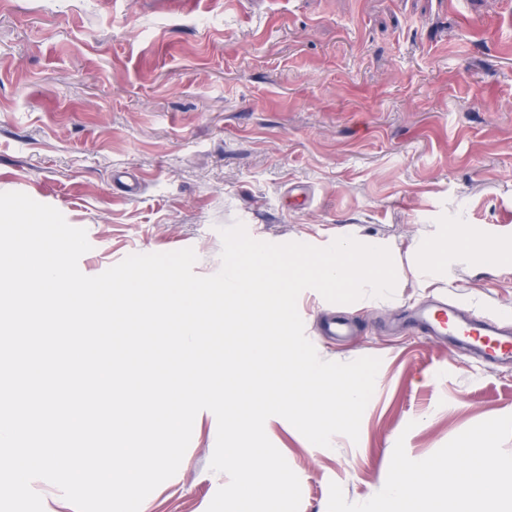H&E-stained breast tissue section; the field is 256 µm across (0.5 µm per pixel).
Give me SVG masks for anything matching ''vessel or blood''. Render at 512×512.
<instances>
[{
	"label": "vessel or blood",
	"instance_id": "obj_1",
	"mask_svg": "<svg viewBox=\"0 0 512 512\" xmlns=\"http://www.w3.org/2000/svg\"><path fill=\"white\" fill-rule=\"evenodd\" d=\"M419 319L429 332L451 337L462 347L473 350L486 363L512 361V329L500 326L497 321L464 315L445 303L427 306Z\"/></svg>",
	"mask_w": 512,
	"mask_h": 512
}]
</instances>
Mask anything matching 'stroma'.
Segmentation results:
<instances>
[{
    "label": "stroma",
    "mask_w": 512,
    "mask_h": 512,
    "mask_svg": "<svg viewBox=\"0 0 512 512\" xmlns=\"http://www.w3.org/2000/svg\"><path fill=\"white\" fill-rule=\"evenodd\" d=\"M0 192L85 229L88 276L184 248L214 275L237 222L258 241L390 250L392 297H298L321 359L381 360L358 441L319 447L267 419L300 512H327L333 482L373 497L397 439L422 460L512 415V364L407 325L438 296L512 319V265L486 257L512 252V0H0ZM325 319L353 330L320 335ZM216 436L201 411L144 512H207L228 481L209 468Z\"/></svg>",
    "instance_id": "stroma-1"
}]
</instances>
